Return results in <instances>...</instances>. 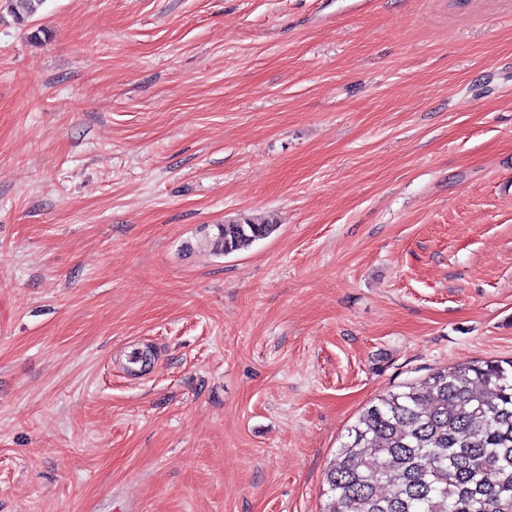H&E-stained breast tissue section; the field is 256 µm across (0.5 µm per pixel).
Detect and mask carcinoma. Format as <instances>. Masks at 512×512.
<instances>
[{
    "label": "carcinoma",
    "instance_id": "1",
    "mask_svg": "<svg viewBox=\"0 0 512 512\" xmlns=\"http://www.w3.org/2000/svg\"><path fill=\"white\" fill-rule=\"evenodd\" d=\"M44 0H5L22 22ZM244 218L219 227L224 253L268 237ZM325 474L323 512H512V361L433 373L388 392L348 430Z\"/></svg>",
    "mask_w": 512,
    "mask_h": 512
}]
</instances>
